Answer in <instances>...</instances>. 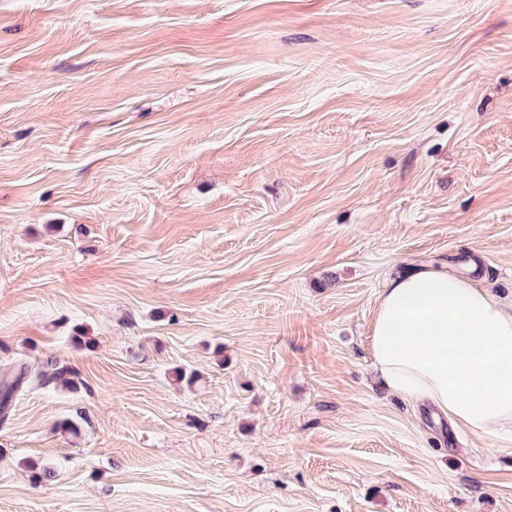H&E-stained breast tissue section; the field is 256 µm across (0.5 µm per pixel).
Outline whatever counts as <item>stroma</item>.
<instances>
[{
	"label": "stroma",
	"instance_id": "1",
	"mask_svg": "<svg viewBox=\"0 0 512 512\" xmlns=\"http://www.w3.org/2000/svg\"><path fill=\"white\" fill-rule=\"evenodd\" d=\"M420 265L512 303V0H0V371L77 384L0 512H512L511 440L375 379Z\"/></svg>",
	"mask_w": 512,
	"mask_h": 512
}]
</instances>
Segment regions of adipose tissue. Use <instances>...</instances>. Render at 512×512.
I'll use <instances>...</instances> for the list:
<instances>
[{
    "mask_svg": "<svg viewBox=\"0 0 512 512\" xmlns=\"http://www.w3.org/2000/svg\"><path fill=\"white\" fill-rule=\"evenodd\" d=\"M371 345L393 393L453 429L512 435V304L469 276L422 266L390 280Z\"/></svg>",
    "mask_w": 512,
    "mask_h": 512,
    "instance_id": "1",
    "label": "adipose tissue"
}]
</instances>
